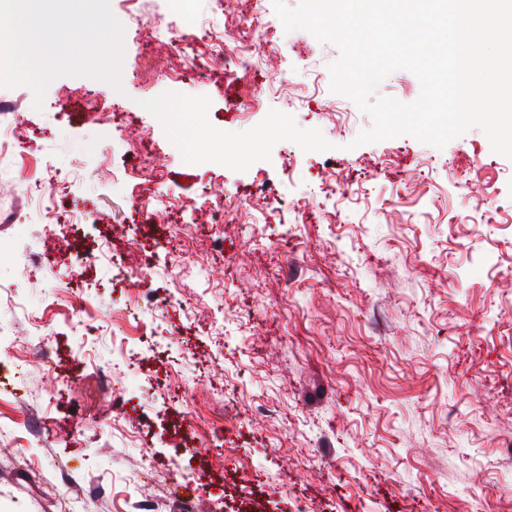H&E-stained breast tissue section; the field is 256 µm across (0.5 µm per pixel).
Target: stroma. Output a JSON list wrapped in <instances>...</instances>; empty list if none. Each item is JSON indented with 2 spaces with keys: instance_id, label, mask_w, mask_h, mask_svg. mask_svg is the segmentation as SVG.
Returning a JSON list of instances; mask_svg holds the SVG:
<instances>
[{
  "instance_id": "1",
  "label": "stroma",
  "mask_w": 512,
  "mask_h": 512,
  "mask_svg": "<svg viewBox=\"0 0 512 512\" xmlns=\"http://www.w3.org/2000/svg\"><path fill=\"white\" fill-rule=\"evenodd\" d=\"M141 53L125 42L121 89L60 76L39 111L27 87L0 86V140L30 144L0 155V334L28 362L18 378L0 357V512H128L175 469L194 512L512 506L498 447L512 438V160L476 127L441 149L409 135L354 146L372 119L330 90L338 48L281 28L254 53L265 111L235 116L220 66L177 91L209 97L227 132L287 110L332 150L282 141L243 172L192 165L142 106L168 88L138 87ZM134 140L164 168L153 196L192 205L185 239L169 236L180 212L131 196ZM380 165L390 176L370 178ZM468 168L478 179L459 184ZM342 177L345 195L326 199ZM230 195L239 222L215 223ZM64 223L67 238L51 230ZM43 256L48 276L23 278ZM133 267L152 301L135 321L121 316ZM82 287L85 331L69 312ZM138 322L132 373L103 386Z\"/></svg>"
}]
</instances>
